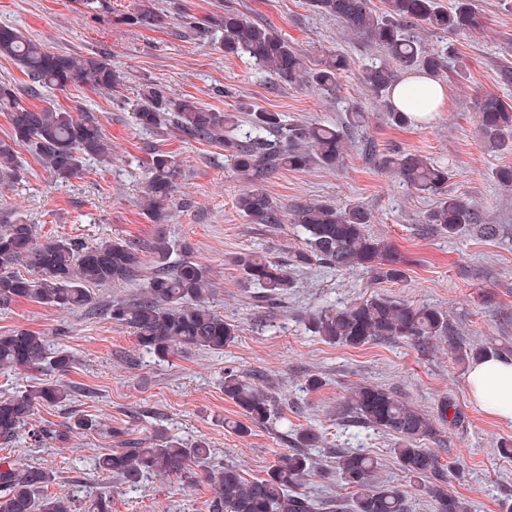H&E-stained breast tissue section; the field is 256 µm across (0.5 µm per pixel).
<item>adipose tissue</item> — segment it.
<instances>
[{
  "label": "adipose tissue",
  "mask_w": 512,
  "mask_h": 512,
  "mask_svg": "<svg viewBox=\"0 0 512 512\" xmlns=\"http://www.w3.org/2000/svg\"><path fill=\"white\" fill-rule=\"evenodd\" d=\"M447 99L446 86L424 75L402 82L393 92L394 103L420 121L442 111ZM467 387L477 408L512 422V360L488 356L474 362L467 375Z\"/></svg>",
  "instance_id": "obj_1"
}]
</instances>
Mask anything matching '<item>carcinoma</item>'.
<instances>
[{
    "label": "carcinoma",
    "instance_id": "carcinoma-1",
    "mask_svg": "<svg viewBox=\"0 0 512 512\" xmlns=\"http://www.w3.org/2000/svg\"><path fill=\"white\" fill-rule=\"evenodd\" d=\"M309 4L384 51V56L366 69L365 81L389 123L397 127L412 123L410 115L391 100L400 83L399 73L414 71L438 78L447 68L446 52L425 48L416 29L460 38H477L484 31L483 17L473 0H452L448 8L438 0H385L380 13L370 8L368 0H309ZM116 21L150 29L160 23V16L152 0H141L133 11L117 15ZM220 25L224 28V54L247 56L288 86H309L332 95L348 66L346 56L334 51L325 53L318 67L310 68L287 39L231 10L224 12ZM0 57L14 61L28 78L23 86L0 81V112L11 125L9 140H0L1 186L9 187L20 177L17 145L30 147L43 168L61 179L78 176L87 159L103 167L112 164V148L99 119L45 100L46 92L63 91L71 85L112 92L122 76L112 68L106 53L51 52L20 30L1 25ZM27 98L45 104L29 105ZM132 118L140 128L157 134L171 131L189 140L224 146L234 168L251 178L238 196L237 207L250 223L270 226L280 224L281 208L266 192L259 175L282 169L301 171L313 165L336 168L343 162L351 134L366 122L359 106L346 109L343 120L334 126H289L281 113L256 109L241 120L154 85L143 88ZM476 118L488 147L498 149L512 141V101L485 95L478 103ZM150 156L142 210L153 222L164 224L170 217L169 202L180 174V159L157 147ZM384 164L408 187L439 195L435 207L422 216V233L439 231L455 237L473 232L489 239L500 235L499 225L481 222L469 199L448 193V164L400 151L384 156ZM291 212L297 236L303 239L302 246L292 251L291 260L279 263L256 252L232 257L247 283L261 290L260 298L273 300L287 294L294 287V274L316 264L338 272H371L376 279L389 282L405 278L407 260L369 233L373 217L363 206L309 202L291 207ZM152 249L156 267L147 272L139 245L131 241L114 238L91 245L63 237L40 241L33 225L7 221L0 225V307L26 300L71 313L91 310L131 328L141 354L160 361L196 350L222 351L233 343L239 336L238 326L210 307L211 268L194 261L189 246L177 248L163 236ZM19 265L28 273L16 271ZM110 282H139L142 291L131 301L97 304L93 287ZM311 323L315 333L332 344L360 347L407 339L425 348L446 337L462 360L483 354L481 350L467 352L449 337L448 315L442 310L416 307L385 295L321 310L312 315ZM73 364L69 351L50 347L39 332L21 329L0 335V373L51 375L0 397V445L24 434L32 445L40 446L55 436L65 439L75 430L90 432L101 427L96 414L74 416L60 433L33 419L37 408L61 404L71 397L72 389L61 377ZM224 396L240 409L243 420L232 424L239 434L267 429L276 419L277 400L232 368L224 371ZM348 411L353 423L394 437V454L406 475L415 480L438 478V483L428 488L434 512H473V507L448 493L446 484L452 472L445 471L438 457L422 447L423 441L437 435L435 418L372 385L355 390ZM319 442L316 431H299L295 448L281 454L266 476L249 480L233 464L212 463L206 440L184 443L157 430L151 445L114 448L96 458L95 468L135 489L151 475H175L193 482L198 478L196 467L207 463L206 473L216 492L214 512H409L402 490L377 483L379 462L353 451L336 456L340 478L352 490L350 499L322 502L302 494L309 465L306 449ZM50 481V472L43 467L0 457V512H75L71 498L48 492ZM84 512H112V500L95 495L85 501Z\"/></svg>",
    "mask_w": 512,
    "mask_h": 512
}]
</instances>
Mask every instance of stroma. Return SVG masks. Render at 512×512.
<instances>
[{
    "label": "stroma",
    "instance_id": "stroma-1",
    "mask_svg": "<svg viewBox=\"0 0 512 512\" xmlns=\"http://www.w3.org/2000/svg\"><path fill=\"white\" fill-rule=\"evenodd\" d=\"M154 3L162 22L145 30L88 12L78 0H0V25L16 27L54 52L104 50L124 76L109 94L81 87L53 94L66 109L101 120L112 147L111 166L89 160L78 176L62 180L49 175L28 148L19 147L22 178L0 188V220L35 225L42 240H131L140 245L149 268L154 265L150 246L156 236L189 243L192 259L212 270L215 311L238 325L239 335L220 353L195 351L159 361L140 356L131 329L107 318L25 300L0 308V334L38 331L75 357L65 377L74 389L70 401L39 408L36 421L57 430L75 413L100 414L106 421L100 432L74 434L39 448L28 439H17L0 448V457L47 468L53 474L49 492L79 506L87 496L107 493L112 512H210L215 493L205 478L186 482L154 476L132 490L96 472L95 457L118 445L111 428H122L126 438L145 445L159 428L185 442L207 439L216 461L236 465L249 479L264 476L278 456L293 447L299 430L312 429L322 442L308 451L304 493L347 498L336 474V451L346 448L377 458L378 480L403 490L410 512H433L424 486L400 468L394 437L343 421L355 389L370 384L433 417L443 400L452 401L457 419L439 423L438 436L425 446L442 465L458 468V478L448 484L450 493L474 504L477 512H502L501 503L512 489V459L501 457L497 448L502 440L512 439V423L472 404L466 385L471 360L458 359L444 341L426 350L407 339L360 348L331 344L314 333L308 318L329 306L381 294L439 308L467 346L489 347L512 358V188L499 186L492 177L495 168L512 165V147L488 148L476 121L483 95L512 99V82L501 78L504 71H512V7L506 0H475L485 30L473 42L421 31L426 47L449 49L448 70L441 76L448 103L423 126L399 128L390 125L364 80L367 65L381 57V49L348 34L335 18L313 10L308 0ZM229 8L273 28L308 65H316L325 51L343 52L349 65L336 94L288 86L247 57L225 55L222 31L213 21ZM148 84L221 112H279L290 124H336L346 107L361 106L368 122L354 132L342 165L279 170L264 175L261 182L284 208L317 200L366 207L373 215L372 235L406 258L405 279L389 283L366 272L342 273L315 265L297 273L283 299L260 300L257 288L248 285L231 258L257 251L285 261L301 244L290 215H283L273 229L250 223L236 207L247 179L232 168L222 147L136 126L131 106ZM367 140L377 144L379 155H365L362 145ZM151 145L176 152L182 165L165 224L152 223L140 207ZM394 151L447 162L452 172L449 193L468 197L484 223L500 225V236L420 234L419 221L437 198L411 190L382 166V154ZM228 367L276 394L281 424L245 436L231 429L240 414L224 395ZM314 377L322 385L313 391L307 381Z\"/></svg>",
    "mask_w": 512,
    "mask_h": 512
}]
</instances>
